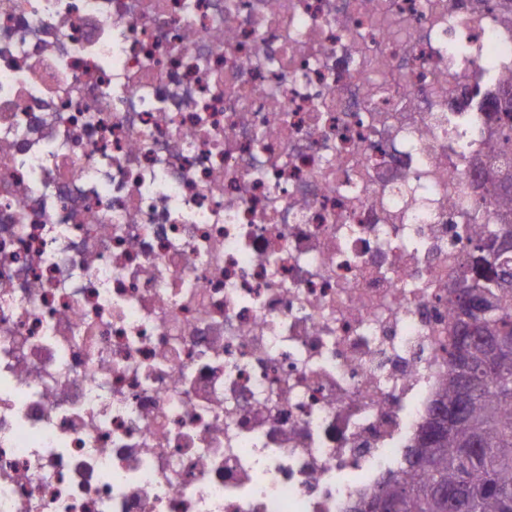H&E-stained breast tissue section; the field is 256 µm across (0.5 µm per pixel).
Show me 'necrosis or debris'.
I'll return each instance as SVG.
<instances>
[{"instance_id":"obj_1","label":"necrosis or debris","mask_w":512,"mask_h":512,"mask_svg":"<svg viewBox=\"0 0 512 512\" xmlns=\"http://www.w3.org/2000/svg\"><path fill=\"white\" fill-rule=\"evenodd\" d=\"M501 0H0V512H351L448 374Z\"/></svg>"}]
</instances>
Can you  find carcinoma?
I'll use <instances>...</instances> for the list:
<instances>
[{
    "label": "carcinoma",
    "instance_id": "cac0c4a2",
    "mask_svg": "<svg viewBox=\"0 0 512 512\" xmlns=\"http://www.w3.org/2000/svg\"><path fill=\"white\" fill-rule=\"evenodd\" d=\"M498 136L491 151L512 152V80L494 99ZM484 191L495 197L502 224L471 242L477 277L456 290L455 334L448 378L429 422L407 457V467L360 500L353 512H375L380 501L397 512H512V172H497ZM491 298L487 313L466 298Z\"/></svg>",
    "mask_w": 512,
    "mask_h": 512
}]
</instances>
